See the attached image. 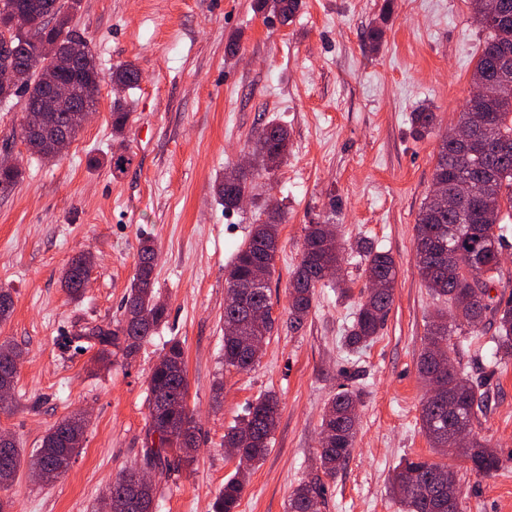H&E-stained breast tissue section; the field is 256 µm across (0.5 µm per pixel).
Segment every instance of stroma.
Here are the masks:
<instances>
[{"instance_id": "1", "label": "stroma", "mask_w": 512, "mask_h": 512, "mask_svg": "<svg viewBox=\"0 0 512 512\" xmlns=\"http://www.w3.org/2000/svg\"><path fill=\"white\" fill-rule=\"evenodd\" d=\"M383 5L300 0L284 25L256 0H81L73 25L90 41L103 82L66 154L55 162L31 155L18 107L0 106V152L19 157L23 169L19 182L0 189V286L14 302L0 340L22 352L0 431L29 451L68 414L88 416L65 476L40 483L21 473L7 493L10 512H98L106 488L142 466L148 375L172 337L185 351L196 453L191 468L162 483L156 512H211L238 465L224 434L270 391L281 403L271 450L238 512H285L313 471L324 408L343 387L362 392L356 438L320 512H402L388 490L394 468L438 458L420 430L425 389L416 370L438 302L418 274L413 227L489 33L474 22L469 0H396L387 17ZM378 24L384 36L375 49L369 34ZM126 61L142 79L123 94L131 162L116 173L108 76ZM424 107L437 123L420 135L412 117ZM271 119L288 127L286 162L254 179L248 205L225 208L218 182ZM272 199L282 205L270 284L275 327L259 363L240 372L224 365V270ZM325 222L341 230L350 295L330 283L317 288L307 320L292 331L288 281L306 225ZM143 235L157 246L155 287L168 317L132 359L98 361L72 337L121 318ZM361 239L390 253L399 275L383 330L351 355L340 338L367 288L354 251ZM82 250L95 264L75 302L60 273ZM450 349L459 368L489 378L491 402L477 431L502 459L492 477L461 471L460 510L512 512V364L491 368L489 349L458 335Z\"/></svg>"}]
</instances>
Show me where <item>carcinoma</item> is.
I'll return each instance as SVG.
<instances>
[{
    "instance_id": "carcinoma-1",
    "label": "carcinoma",
    "mask_w": 512,
    "mask_h": 512,
    "mask_svg": "<svg viewBox=\"0 0 512 512\" xmlns=\"http://www.w3.org/2000/svg\"><path fill=\"white\" fill-rule=\"evenodd\" d=\"M477 23L490 30L476 62L472 85L490 82L492 64L504 43L512 45V0H470ZM81 0H0V24L14 31L11 61L17 64L16 82L9 90H0V102L20 105V135L28 151L47 162L58 155L47 141L60 134L76 138L82 126L73 123L71 104L60 103L56 111L37 112L34 106L45 89L40 73L53 65L54 55L70 56L60 69L63 80L75 90L74 103L95 107L102 77L90 43L72 26L73 15ZM299 0H258V9L286 24L293 20ZM141 74L135 64L112 67L109 80L120 92L138 85ZM112 136L123 140L131 113L124 111L121 99L112 106ZM436 115L426 108L414 113L419 134L430 131ZM288 129L269 121L256 132L252 141L250 169L233 167L224 173L217 194L224 207L236 206L235 199L249 193L251 177L270 173L288 156ZM472 172H483L480 196L463 213L443 208L438 192L426 197L414 225V245L419 275L432 296L446 304L432 313L417 360L418 378L425 387L421 401L420 429L434 449L447 448L448 433H466L468 441L455 449V456L470 463V471L489 476L501 468L497 451L478 436L475 424L486 413L489 403V376L472 378L453 363L441 365L436 356L440 348H449L452 336L478 339L487 334L484 320L490 319L493 334L484 342L498 367L512 360V294L489 301V294L476 292L467 274L487 285L498 284L502 270L497 252L503 248L509 231L506 220L512 217V98H499L493 88L470 96L452 132L443 137L434 170V182L452 190ZM279 243V225L257 221L249 239L237 250L224 273L227 293L233 294L245 283L257 281L261 287L245 294V302L265 311L260 324L242 322L241 311L233 303L224 304V366L247 372L258 361L262 344L271 335L270 282L275 273ZM357 252L364 264L366 279L378 281L367 289L357 304L351 325L343 336V345L358 352L371 345L383 328L391 309L397 280V265L392 255L360 240ZM155 248L151 239L139 241L138 263L124 301L122 318L111 326L84 328L79 337L92 342L97 357L107 360L117 354L133 357L141 345L153 337L167 317V304L155 291ZM344 256L336 234L327 224H310L301 249V258L288 282V325L300 328L307 319L315 289L331 268L336 287L347 295L343 270ZM94 264L89 253L73 255L61 271L60 282L73 301L84 295L81 282ZM258 337L255 348L240 343L239 336ZM21 351L12 341H0V380L16 382ZM188 384L184 349L175 337L165 342V352L154 365L147 381L148 430L146 463L168 478L171 468L182 469L195 461L196 424L187 404ZM361 402V392L344 388L329 401L321 419V429L331 441L317 448L315 473L300 482L288 498L287 512H318L325 494L323 478H334L347 461L354 445L357 419L353 410ZM280 414V401L268 392L251 404L239 423L224 434V447L240 453L236 473L224 482L212 503V512H237L246 481L256 464L270 450L272 434ZM88 419L77 413L63 418L43 436L40 448L30 458L11 441L0 450V491L8 490L21 467L64 476L77 453V444L85 433ZM126 471L112 484L105 507L109 512H146L145 505L157 500L159 486L143 485ZM389 492L404 512H459L462 488L458 470L446 462L405 459L393 470Z\"/></svg>"
}]
</instances>
